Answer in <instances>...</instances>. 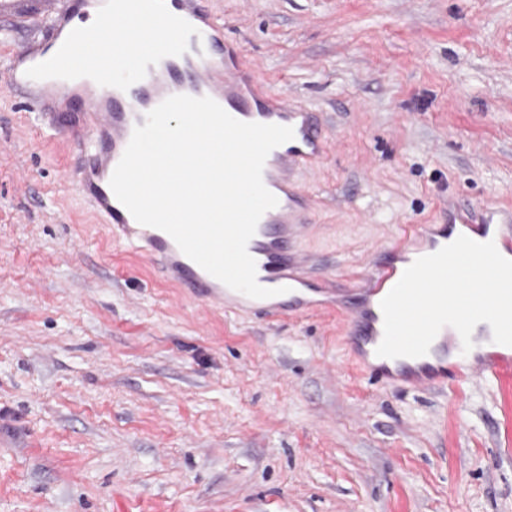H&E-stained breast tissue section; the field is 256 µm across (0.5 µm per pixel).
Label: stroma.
Segmentation results:
<instances>
[{
  "label": "stroma",
  "mask_w": 512,
  "mask_h": 512,
  "mask_svg": "<svg viewBox=\"0 0 512 512\" xmlns=\"http://www.w3.org/2000/svg\"><path fill=\"white\" fill-rule=\"evenodd\" d=\"M319 112L340 279L445 202L512 207V0H204ZM0 87V512H512V379L375 384L334 313L217 310L110 241Z\"/></svg>",
  "instance_id": "1"
}]
</instances>
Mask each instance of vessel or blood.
<instances>
[{
	"instance_id": "vessel-or-blood-1",
	"label": "vessel or blood",
	"mask_w": 512,
	"mask_h": 512,
	"mask_svg": "<svg viewBox=\"0 0 512 512\" xmlns=\"http://www.w3.org/2000/svg\"><path fill=\"white\" fill-rule=\"evenodd\" d=\"M84 17L85 25H73L70 0H0L1 24L43 27L27 58L9 59L0 82L9 91L31 93L34 119L45 133L56 134L58 121L68 118L84 155L72 177L113 239L148 257L166 282L221 309L277 315L300 306L297 289L336 294L335 279L307 278L310 258L299 248L311 199L294 173L326 152L318 113L272 92L225 40L223 20L201 0H114L109 7L88 0ZM181 94L210 97L237 120L288 126L294 132L265 161L263 182L278 204L261 217L247 246L258 283L284 288L282 299H255L227 287L167 233L139 224L110 187L134 128L144 125L146 114L165 99ZM442 214L434 230L404 225L403 238L357 277L359 285L369 287L370 298L350 294L340 310L342 331L360 356L356 366L368 378L417 389L457 387L477 375H512V347L491 341L492 329L485 323L474 328L478 340L467 352L459 333L447 326L432 342L427 360H389L376 353L384 335L379 301L412 264L413 254L435 253L461 235L494 242L498 251L512 254L511 208L456 201Z\"/></svg>"
}]
</instances>
